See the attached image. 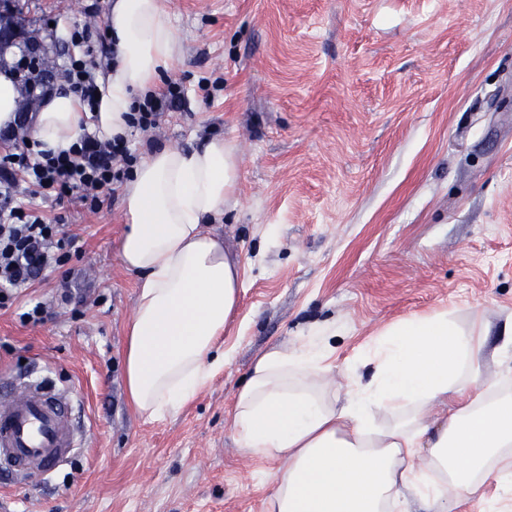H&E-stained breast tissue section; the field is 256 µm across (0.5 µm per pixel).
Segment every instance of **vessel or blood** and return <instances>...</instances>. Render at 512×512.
Segmentation results:
<instances>
[{"label":"vessel or blood","mask_w":512,"mask_h":512,"mask_svg":"<svg viewBox=\"0 0 512 512\" xmlns=\"http://www.w3.org/2000/svg\"><path fill=\"white\" fill-rule=\"evenodd\" d=\"M72 398L46 376L0 381V468L49 479L85 443Z\"/></svg>","instance_id":"vessel-or-blood-1"}]
</instances>
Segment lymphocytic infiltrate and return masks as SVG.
Wrapping results in <instances>:
<instances>
[{"instance_id": "f902f5d3", "label": "lymphocytic infiltrate", "mask_w": 512, "mask_h": 512, "mask_svg": "<svg viewBox=\"0 0 512 512\" xmlns=\"http://www.w3.org/2000/svg\"><path fill=\"white\" fill-rule=\"evenodd\" d=\"M90 38V27L71 29L70 42L83 52L81 57H68L59 68L60 79L86 112L97 106ZM182 96L179 84L173 82L164 91L136 102L132 127L156 128L162 112L179 106ZM27 120V114H20L15 126L0 131V309L14 304L16 290L44 271L63 267L71 258L72 240L63 225L47 223L25 205V198L61 202L74 197L87 209L99 210L137 160L129 139L103 140L89 131L69 151L56 154L40 149L24 134Z\"/></svg>"}]
</instances>
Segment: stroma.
I'll return each mask as SVG.
<instances>
[{
    "instance_id": "1",
    "label": "stroma",
    "mask_w": 512,
    "mask_h": 512,
    "mask_svg": "<svg viewBox=\"0 0 512 512\" xmlns=\"http://www.w3.org/2000/svg\"><path fill=\"white\" fill-rule=\"evenodd\" d=\"M110 0H17L25 38L56 61ZM182 60L161 82L186 103L138 156L214 137L238 144L237 191L214 224L244 270L224 331L232 358L178 414L142 421L124 380L136 277L119 260L120 198L91 212L37 202L65 225L63 272L25 292L50 319L0 310V376L73 390L86 448L49 482L0 473V512H266L269 462L237 445L228 413L255 358L325 334L347 360L413 314L477 310L496 346L512 321V0H166Z\"/></svg>"
}]
</instances>
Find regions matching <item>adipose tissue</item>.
Returning <instances> with one entry per match:
<instances>
[{
    "mask_svg": "<svg viewBox=\"0 0 512 512\" xmlns=\"http://www.w3.org/2000/svg\"><path fill=\"white\" fill-rule=\"evenodd\" d=\"M115 65L98 80L91 123L129 136L133 102L181 60L162 0H112L106 15ZM85 117L56 88L31 130L44 150H69ZM241 157L214 138L148 154L121 187L130 224L119 258L137 277L126 325L131 405L153 422L177 414L229 362L217 345L243 288L238 259L209 231L236 191ZM477 316L445 308L393 323L371 347L373 372H351L344 398L328 392L334 350L312 337L252 364L231 409L239 448L275 462L267 512H396L413 495L435 512L476 499L480 512H512V325L499 347ZM498 362L488 379L487 359ZM450 405L428 422L425 412Z\"/></svg>",
    "mask_w": 512,
    "mask_h": 512,
    "instance_id": "adipose-tissue-1",
    "label": "adipose tissue"
}]
</instances>
